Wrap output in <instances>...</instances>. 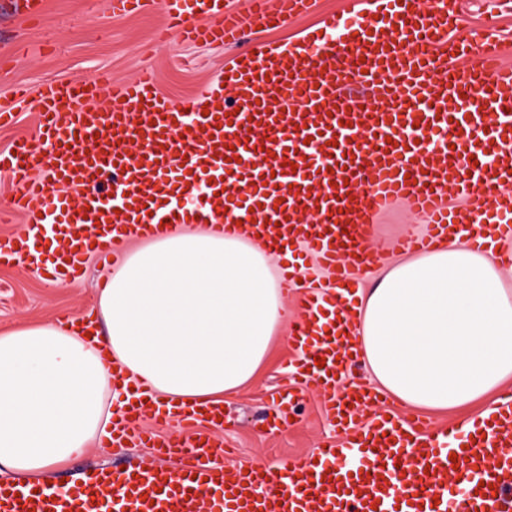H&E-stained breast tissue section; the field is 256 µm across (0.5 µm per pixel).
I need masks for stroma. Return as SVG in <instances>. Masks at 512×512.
<instances>
[{
  "label": "stroma",
  "instance_id": "35a3bbf8",
  "mask_svg": "<svg viewBox=\"0 0 512 512\" xmlns=\"http://www.w3.org/2000/svg\"><path fill=\"white\" fill-rule=\"evenodd\" d=\"M345 0H314L309 14L289 19L279 30L269 31L247 21L237 43L186 44L177 35H165L162 14L149 8L142 12L113 15L108 0H43L39 14H32L29 0H0V105L14 108L15 121L0 126V150L20 138L38 136L37 116L29 105L17 104L15 90L36 92L49 80L93 77L109 72L116 81L151 76L176 102L195 98L204 83L216 81L225 63L265 43L276 47L293 43L307 30L340 12ZM496 14L507 60L512 61V0H461L457 39L472 40L489 14ZM420 218L405 207L386 211L377 226L375 248L381 258L397 257L394 241L400 235L423 230ZM111 258L90 255L84 279L76 284L46 283L36 272L21 266H0V330L24 322L76 317L89 311L97 298L103 270ZM298 358L291 347L274 345L268 364L253 383L224 399L230 423L223 435L237 458L252 465H282L289 459L312 453L336 429L320 409V394L307 387L302 402L295 404V426L282 432L268 425L279 409V394L289 366ZM150 458L146 448H130L99 455L89 445L65 465L40 474L54 484L75 480L84 469L103 464H136Z\"/></svg>",
  "mask_w": 512,
  "mask_h": 512
}]
</instances>
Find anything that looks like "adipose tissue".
<instances>
[{"label":"adipose tissue","instance_id":"ef3b65f1","mask_svg":"<svg viewBox=\"0 0 512 512\" xmlns=\"http://www.w3.org/2000/svg\"><path fill=\"white\" fill-rule=\"evenodd\" d=\"M469 237L463 227L396 259L349 296L358 355L407 407L490 403L512 381V289ZM272 260L248 233L186 224L127 251L83 327L47 319L0 333V466L68 462L145 394L168 409L250 384L288 323Z\"/></svg>","mask_w":512,"mask_h":512}]
</instances>
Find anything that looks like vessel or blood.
Listing matches in <instances>:
<instances>
[{
  "instance_id": "b4317fda",
  "label": "vessel or blood",
  "mask_w": 512,
  "mask_h": 512,
  "mask_svg": "<svg viewBox=\"0 0 512 512\" xmlns=\"http://www.w3.org/2000/svg\"><path fill=\"white\" fill-rule=\"evenodd\" d=\"M158 0L182 42H234L246 18L265 27L307 12L312 0ZM448 0H360L321 31L276 52L257 45L205 83L195 100L174 102L150 76L47 81L34 108L39 133L0 151V173L16 186L10 205L47 236L0 237V265H35L49 282L85 275L89 249L119 253L127 242L176 232L187 219L246 228L273 250L308 249L281 271L285 290L312 269L330 290L307 292L288 328L292 343L319 336L295 373L314 384L337 439L284 467H245L201 430L194 413L154 418L143 408L112 420V445H143L176 457L117 470L103 464L68 489L0 483V512H505L512 478V387L471 428L402 418L378 395L340 394L349 359L342 287H355L379 254L378 216L399 203L430 230L395 246L419 252L460 224L478 238L512 239V63L496 27L477 46L453 35ZM236 92L224 99L225 85ZM105 108H97L98 99ZM324 358L317 366L316 358Z\"/></svg>"
}]
</instances>
